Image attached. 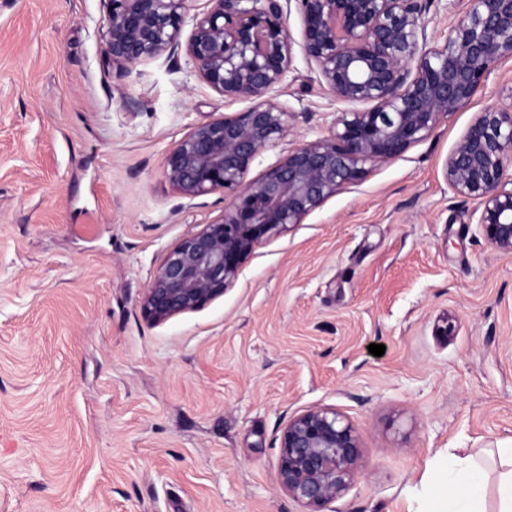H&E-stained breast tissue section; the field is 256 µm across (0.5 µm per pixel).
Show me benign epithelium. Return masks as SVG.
<instances>
[{
    "instance_id": "7a95c632",
    "label": "benign epithelium",
    "mask_w": 512,
    "mask_h": 512,
    "mask_svg": "<svg viewBox=\"0 0 512 512\" xmlns=\"http://www.w3.org/2000/svg\"><path fill=\"white\" fill-rule=\"evenodd\" d=\"M301 22L299 47L338 102L370 103L336 112L327 135L296 145L258 178L252 163L290 130L292 112L272 95L293 59L290 2ZM107 54L124 72L179 45L188 0H105ZM192 17L186 53L200 78L249 106L196 126L164 158L179 194H230L221 219L183 238L165 256L140 301L160 325L224 295L261 242L299 224L368 165L391 162L466 106L497 64L512 59V0H467L444 42L426 47V0H209ZM512 111L489 107L446 158L460 197L477 202L478 224L495 249L512 253ZM361 457L356 429L342 414L313 409L288 422L276 478L307 512H323L354 483Z\"/></svg>"
}]
</instances>
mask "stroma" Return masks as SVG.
I'll use <instances>...</instances> for the list:
<instances>
[{
	"mask_svg": "<svg viewBox=\"0 0 512 512\" xmlns=\"http://www.w3.org/2000/svg\"><path fill=\"white\" fill-rule=\"evenodd\" d=\"M466 0H430L428 46ZM104 0H0V512H305L276 481L288 421L332 408L359 473L326 512H437L447 455L512 446V254L482 237L444 161L512 59L398 159L259 244L224 295L153 325L166 253L230 198L172 189L163 158L240 112L184 47L125 74ZM291 131L256 178L340 110L295 52ZM385 353H369L370 344Z\"/></svg>",
	"mask_w": 512,
	"mask_h": 512,
	"instance_id": "1",
	"label": "stroma"
}]
</instances>
